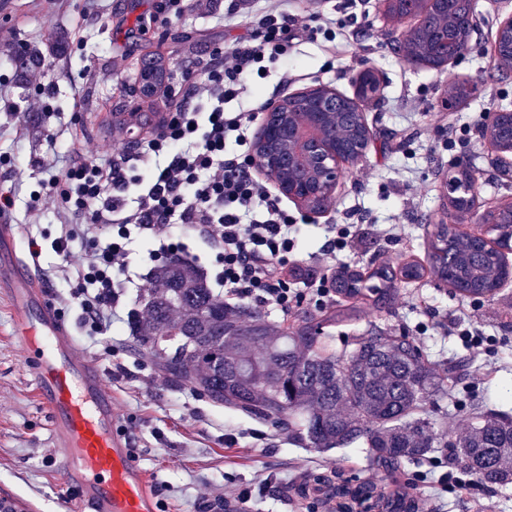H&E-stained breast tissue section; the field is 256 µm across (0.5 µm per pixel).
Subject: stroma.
Listing matches in <instances>:
<instances>
[{"label":"stroma","mask_w":512,"mask_h":512,"mask_svg":"<svg viewBox=\"0 0 512 512\" xmlns=\"http://www.w3.org/2000/svg\"><path fill=\"white\" fill-rule=\"evenodd\" d=\"M218 2L215 14L190 10L146 33L139 31L138 20L155 12L159 0H101L94 11L86 0H19L17 12H0V95L29 111L20 126L0 119V186L12 190L9 219L20 227L19 249L32 238L41 243L40 266L50 297L81 353L105 372L118 420L152 481L158 512H204V495L215 491L232 502L243 490L251 495L250 512H333V501L322 495L299 498L297 486L333 470L380 484L383 469L369 467L362 449L304 447L287 431L238 416L166 381L155 359L134 350L127 322L114 321L99 343H91L82 334L78 308L64 303L71 284L59 274L60 259L52 248L60 220L52 212L30 210L32 192L57 157L79 156L88 140L103 147L112 141L114 127L106 117L119 106L140 107L141 132L156 128L150 100L122 91L144 57L161 54L169 77L176 79L189 55L217 44L229 48L247 36V21L229 13L231 0ZM342 2L320 0L331 33L317 29L289 41L285 64L254 77L249 96L224 106L239 112L319 84L350 95L360 71L383 76L381 98L367 110L377 138L360 164L346 168L328 210L313 214L290 199L282 201L299 226L297 257L312 278L323 274L315 254L334 224L350 227L341 266L366 271L381 263H427L429 243L448 207L443 183L456 165L473 171L477 191L462 230L485 232V216L512 203V179L499 173L497 151L478 134L493 110L512 109V69L498 68L493 57L512 0H474L468 47L443 69L403 60L397 41L415 20L392 15L387 0H364L352 16ZM48 60L53 70L46 74L42 64ZM286 69L292 79L285 84ZM47 79L52 91L43 98L38 88ZM452 83L474 84L479 92L453 110L441 109ZM391 224L401 227V237H385ZM152 248L144 239L133 245L122 284L128 307H135L141 286L150 282L156 266L149 258ZM460 317L473 320L489 338L486 356L472 358L462 340L449 334V320ZM375 328L409 336L433 365L469 360L453 399L426 405L438 432L461 433L475 403L512 412V284L491 298L464 297L428 273L401 284L391 304L366 306L356 325L333 328L332 334L341 343ZM447 469V455L439 452L421 469H407L394 480L430 512H512V488H446L437 479ZM76 497L62 480L49 414L16 339L11 299L1 292L0 499L13 501L17 512H74Z\"/></svg>","instance_id":"35a3bbf8"}]
</instances>
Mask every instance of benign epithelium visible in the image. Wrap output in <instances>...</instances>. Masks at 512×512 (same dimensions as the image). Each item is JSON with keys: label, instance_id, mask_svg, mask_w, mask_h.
<instances>
[{"label": "benign epithelium", "instance_id": "1", "mask_svg": "<svg viewBox=\"0 0 512 512\" xmlns=\"http://www.w3.org/2000/svg\"><path fill=\"white\" fill-rule=\"evenodd\" d=\"M346 96L318 86L269 104L256 132L254 159L283 195L314 213L329 202L343 174L366 156L372 138L366 109L373 95Z\"/></svg>", "mask_w": 512, "mask_h": 512}]
</instances>
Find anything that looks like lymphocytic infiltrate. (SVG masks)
<instances>
[{
  "mask_svg": "<svg viewBox=\"0 0 512 512\" xmlns=\"http://www.w3.org/2000/svg\"><path fill=\"white\" fill-rule=\"evenodd\" d=\"M231 12L249 21L250 35L234 47L195 56L178 81L161 85L163 117L156 130L135 142H114L103 159L97 147L87 146L83 160L49 170L33 197L32 210H53L67 219L52 243L61 261L69 260L76 235L71 220L111 230L106 244L94 246L70 277L68 300L90 334H103L121 316L118 278L129 268L132 238L151 241L154 257H179V228L217 249L215 282L228 311L250 300L287 314L304 301L321 305L332 298L326 278L301 288L289 278V256L298 247L294 220L253 174V156L237 152L257 115L224 109L309 26L289 12L288 0H233ZM258 203L263 213L255 219L251 212Z\"/></svg>",
  "mask_w": 512,
  "mask_h": 512,
  "instance_id": "1",
  "label": "lymphocytic infiltrate"
}]
</instances>
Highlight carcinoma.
Here are the masks:
<instances>
[{
    "label": "carcinoma",
    "mask_w": 512,
    "mask_h": 512,
    "mask_svg": "<svg viewBox=\"0 0 512 512\" xmlns=\"http://www.w3.org/2000/svg\"><path fill=\"white\" fill-rule=\"evenodd\" d=\"M469 31L454 16L429 17L415 28L409 44L413 56L430 61L466 48ZM496 56L512 59V34L500 31ZM164 60L140 70L139 92L148 97L165 78ZM454 213L468 212L473 197L456 189L449 198ZM430 271L454 290L470 297H491L500 269L495 252L481 254L477 239L461 241L453 224H440L431 243ZM424 267L408 263L399 269L378 267L368 279L343 269L333 278L336 293L350 302L327 311L317 321L275 324L260 315L246 322L245 309L229 314L206 278L179 257L151 274L153 288L137 301L129 322L138 350L158 359L172 383L200 389L213 403L254 421L281 426L306 447L339 449L358 444L370 461L388 469L418 464L438 448L450 449L452 460L490 489L512 485V416L474 405L466 429L454 440L434 431L422 415L427 399L452 393L468 363L457 360L438 368L425 360L408 336L377 329L350 348L336 349L323 336V325L360 317L355 299L368 292L387 304L397 281L416 280ZM175 343L171 351L161 347ZM318 486L336 501V512H422L405 492H385L375 484L328 478Z\"/></svg>",
    "instance_id": "1"
}]
</instances>
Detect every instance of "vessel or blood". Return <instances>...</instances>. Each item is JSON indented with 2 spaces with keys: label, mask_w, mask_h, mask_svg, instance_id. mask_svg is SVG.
I'll return each instance as SVG.
<instances>
[{
  "label": "vessel or blood",
  "mask_w": 512,
  "mask_h": 512,
  "mask_svg": "<svg viewBox=\"0 0 512 512\" xmlns=\"http://www.w3.org/2000/svg\"><path fill=\"white\" fill-rule=\"evenodd\" d=\"M9 285L16 331L51 415L60 468L78 492L79 512H157L149 481L119 430L112 393L97 364L81 357L54 307L36 257L0 225V286Z\"/></svg>",
  "instance_id": "obj_1"
}]
</instances>
